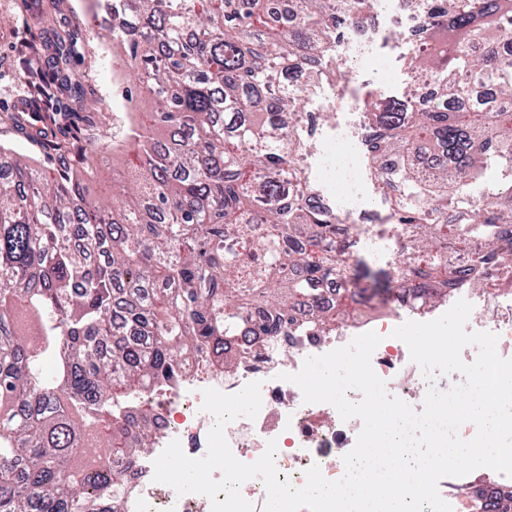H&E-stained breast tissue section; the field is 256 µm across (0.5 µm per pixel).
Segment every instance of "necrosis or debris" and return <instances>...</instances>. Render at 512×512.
Returning a JSON list of instances; mask_svg holds the SVG:
<instances>
[{
    "label": "necrosis or debris",
    "instance_id": "4bbe7bcc",
    "mask_svg": "<svg viewBox=\"0 0 512 512\" xmlns=\"http://www.w3.org/2000/svg\"><path fill=\"white\" fill-rule=\"evenodd\" d=\"M399 2L394 12L375 11L350 26L348 52L354 60L375 59V38L385 25L401 28L404 38L411 42L422 35L424 22L415 0ZM348 139V132L341 130L322 141L323 175L339 189L338 194L323 197L322 202L344 210L345 214L358 215L359 229L351 238L357 250L377 252L390 247L396 254H404L403 238L378 230L371 212L351 193L360 178V168L356 159L344 150ZM369 331L382 337L372 355L374 371L385 381L388 391L405 402H423L428 388L446 391L462 382V375L457 373L426 380L411 361L407 346L393 338L391 323L383 317L326 336L265 338L252 343L249 355L239 360L233 370L221 375L205 370L198 358H190L191 368L184 382L155 393L154 426L159 437L147 453L123 462L126 490L114 503L115 512H211L212 500L206 496H180L172 488L154 482L153 462L175 439L180 441L187 456L194 459L205 456L214 418L201 409L203 390L215 388L235 393L252 381L262 384V407L255 419L242 417L227 425L225 434L234 456L244 463L255 462L273 439L277 442L278 481L288 480L294 486H302L306 470L314 465L326 479H339L342 458L353 448L362 428L361 421L356 418L342 421L337 410L326 403H304L301 390L279 380L278 375L297 372L307 357L347 345L354 337Z\"/></svg>",
    "mask_w": 512,
    "mask_h": 512
}]
</instances>
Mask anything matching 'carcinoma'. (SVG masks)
Instances as JSON below:
<instances>
[{
  "instance_id": "cac0c4a2",
  "label": "carcinoma",
  "mask_w": 512,
  "mask_h": 512,
  "mask_svg": "<svg viewBox=\"0 0 512 512\" xmlns=\"http://www.w3.org/2000/svg\"><path fill=\"white\" fill-rule=\"evenodd\" d=\"M228 2L103 0L139 93L158 102L150 126L130 120L142 163L108 204L85 198L105 123L46 100L48 77L88 94L66 34L28 73L29 111L0 113L42 154L0 145V512H114L112 461L152 446L147 394L179 383L186 358L229 372L239 339L288 333L302 305L303 327L332 333L368 291L348 280L341 215L309 203L300 112L324 85L346 90L337 32L375 0H282L277 13L269 0H234L232 13ZM418 11L431 32L408 66L434 80V98L416 107L414 82L400 98L367 95V125L387 133L361 139L378 188L408 187L386 200L409 243L396 298L414 310L451 285L500 291L489 271L512 269V112L498 105L512 99V0H418ZM491 166L505 179L469 205ZM333 279L334 301L322 288ZM256 302L265 313L249 319Z\"/></svg>"
}]
</instances>
